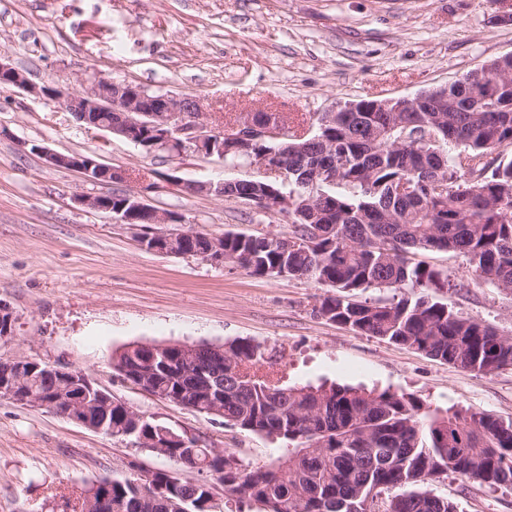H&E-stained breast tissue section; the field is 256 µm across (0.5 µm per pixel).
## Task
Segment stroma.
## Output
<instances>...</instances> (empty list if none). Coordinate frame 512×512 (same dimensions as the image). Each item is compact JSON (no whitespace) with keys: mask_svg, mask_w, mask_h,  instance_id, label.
<instances>
[{"mask_svg":"<svg viewBox=\"0 0 512 512\" xmlns=\"http://www.w3.org/2000/svg\"><path fill=\"white\" fill-rule=\"evenodd\" d=\"M498 0H0V60L37 83L80 88L99 72L117 82L199 98L216 122L261 109L303 119L365 98L399 99L440 87L512 53V17ZM99 155L135 172L124 192L184 215L210 235L287 234L284 215L160 184L178 167L188 181L251 177L216 159L183 164L90 133L59 106L0 88V300L13 335L0 361L25 356L81 368L114 398L250 465L277 462L278 442L161 401L124 381L112 357L133 343L260 344L261 372L285 385L334 382L389 390L424 409L457 407L512 421V368L468 372L355 333L316 313L326 286L266 278L141 248L136 227L79 205L95 192L80 174L29 152ZM460 289L449 308L512 337V296L472 280L462 256L428 255ZM127 439L83 428L47 409L0 397V512H72L73 491L103 478L172 468ZM459 512H512V486L482 487L448 474L432 482Z\"/></svg>","mask_w":512,"mask_h":512,"instance_id":"obj_1","label":"stroma"}]
</instances>
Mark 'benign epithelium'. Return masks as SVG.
Segmentation results:
<instances>
[{"instance_id": "benign-epithelium-1", "label": "benign epithelium", "mask_w": 512, "mask_h": 512, "mask_svg": "<svg viewBox=\"0 0 512 512\" xmlns=\"http://www.w3.org/2000/svg\"><path fill=\"white\" fill-rule=\"evenodd\" d=\"M86 86L80 90L65 89L56 82L38 84L33 82L24 71L0 61V83L8 87L23 90L30 96L45 102L57 103L66 112L72 113L88 130L106 131L122 137L148 154L166 152L173 158L193 154L203 158L216 157L224 160L227 146H248L255 141L282 140L288 138V131L272 121H259L255 113L250 112L242 120L226 128L212 121L201 101L195 97L161 93L150 96L141 87L128 83H117L109 77L93 73L86 79ZM109 112L107 119L99 113ZM29 149L41 156L54 167L76 171L99 186L107 187L132 179V174L124 169H114L100 161L94 154H64L55 152L41 144L33 143ZM255 176L273 177L288 182V168L284 156L272 159L266 157L252 162ZM163 180L184 188L194 194H212L225 197L224 186L232 181L223 182H182L177 169H171ZM123 202L115 205L112 193L98 192L83 194L76 201L92 210L103 213L119 224H183L184 216L175 211L160 210L146 203L140 193H127ZM262 203L288 213L291 206L288 195L273 188L269 195L262 197ZM197 233L192 231L162 232L146 229L139 233L138 239L147 250L198 257L215 265H224V248L218 240H212L211 247L199 251L190 247ZM152 358L166 357L174 349L186 362L190 361L199 349L197 344H151L145 343ZM40 368L34 361L19 357L0 365V395L13 402L28 407L48 408L91 431L103 433L107 430L109 411L112 408V393L102 388L81 369L72 365H53L58 377L71 386L73 393L59 397L48 403L29 395L21 385L23 372L33 374Z\"/></svg>"}]
</instances>
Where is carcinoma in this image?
Masks as SVG:
<instances>
[{
	"mask_svg": "<svg viewBox=\"0 0 512 512\" xmlns=\"http://www.w3.org/2000/svg\"><path fill=\"white\" fill-rule=\"evenodd\" d=\"M512 60L480 68L490 98L481 112L467 107L466 80L448 86L440 112L428 109L436 93L410 112H386L379 99H360L355 112H323L315 131L288 140V184L296 197L288 236L312 238L310 251H285L274 238L224 233V255L250 274L304 277L333 289L315 311L354 332L405 346L457 368L491 373L512 367V338L436 300L457 287L448 270L422 257L448 252L464 257L475 279L512 294ZM279 143L265 141L224 152V165H249ZM448 175L447 190L427 179ZM265 181L240 183L235 198L249 203L266 193ZM406 290L395 303L355 301L369 289ZM260 345L227 342L184 364L149 371L141 349L113 357L115 371H141L162 397L200 414L215 410L243 430L287 444L278 463L244 466L232 452L209 448L194 456L180 448L184 467L224 474L229 495H247L263 512H356L373 496V512H456L429 489L448 472L489 487L512 485V423L485 411L422 410L410 396L332 384L287 386L257 369ZM34 396L57 394V375L45 368L25 379ZM112 436L138 444L174 445L167 426L126 419L112 407ZM164 491L144 496L139 476L103 479L75 496L78 512H200L207 482L173 481L155 471ZM108 491L110 500L99 499Z\"/></svg>",
	"mask_w": 512,
	"mask_h": 512,
	"instance_id": "1",
	"label": "carcinoma"
}]
</instances>
